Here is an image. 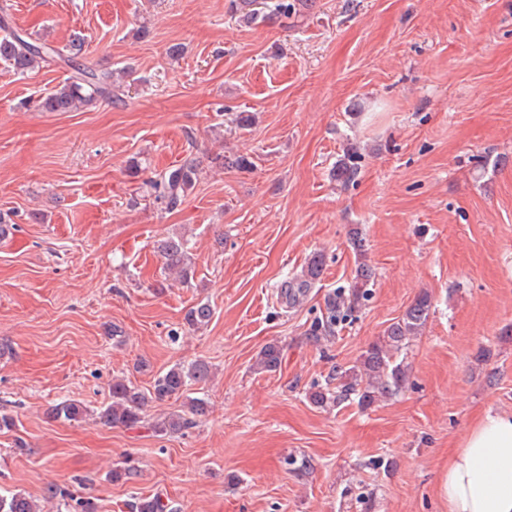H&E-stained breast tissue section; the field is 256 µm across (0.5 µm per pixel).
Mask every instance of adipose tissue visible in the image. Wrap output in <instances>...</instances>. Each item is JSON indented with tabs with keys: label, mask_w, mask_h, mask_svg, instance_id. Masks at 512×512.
<instances>
[{
	"label": "adipose tissue",
	"mask_w": 512,
	"mask_h": 512,
	"mask_svg": "<svg viewBox=\"0 0 512 512\" xmlns=\"http://www.w3.org/2000/svg\"><path fill=\"white\" fill-rule=\"evenodd\" d=\"M441 490L448 512H512V411L479 412L448 451Z\"/></svg>",
	"instance_id": "obj_1"
}]
</instances>
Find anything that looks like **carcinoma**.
<instances>
[{
	"label": "carcinoma",
	"instance_id": "carcinoma-1",
	"mask_svg": "<svg viewBox=\"0 0 512 512\" xmlns=\"http://www.w3.org/2000/svg\"><path fill=\"white\" fill-rule=\"evenodd\" d=\"M84 42L74 40L64 50L38 42L32 35L11 25L8 16L0 15V61L14 73L23 75L54 58L66 61L75 75L54 93L43 98L40 108L44 112H70L93 101L116 97L114 73L97 71L82 62ZM197 175L195 159L188 157L182 164L166 171L152 182L156 199L165 209H176L185 194L193 188ZM157 252L163 260L165 270L177 274L187 283L193 278L194 270L183 239L168 236L160 239ZM322 258H309L301 274L288 281V304L295 306L315 287L321 279ZM373 270L363 263L359 266L354 283L349 289H338L330 294L326 302L325 318L313 323L308 332L309 339L318 342L331 335L335 324L356 310L370 295ZM432 309V298L427 292L420 293L403 315L391 323L381 339L368 345L360 357L359 365L350 369L336 370V391L317 388L311 392V402L324 407L329 403L341 404L356 396L358 403L369 406L380 398L399 394L407 381V369L397 355L411 340L418 336L426 325ZM213 316V309L207 302H198L185 313V324L197 328L207 324ZM281 363V349L276 344L265 346L259 353L257 365L267 371L275 370ZM210 369L204 362H195L185 367L176 364L157 376L151 388L144 391L124 380H116L111 387V402L95 414V421L105 426L122 425L135 427L144 423L145 409L152 402H164L182 394L191 384H204L209 380ZM208 414L205 399H188L187 412L170 414L150 424L156 433L177 434L191 428L197 420ZM48 415L54 420L80 421L88 416V410L74 400L54 405ZM60 500L64 505L75 502L80 512H95V505L89 498L74 497L73 493L57 485L46 488L45 504L41 505L22 491L0 494V512H45L46 504ZM166 505L157 496L138 497L130 504V512H165Z\"/></svg>",
	"mask_w": 512,
	"mask_h": 512
}]
</instances>
